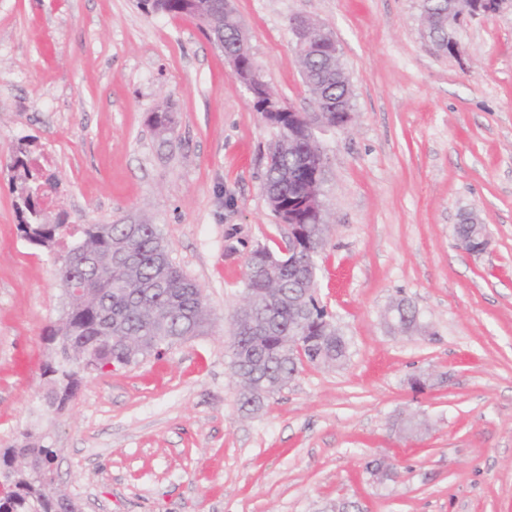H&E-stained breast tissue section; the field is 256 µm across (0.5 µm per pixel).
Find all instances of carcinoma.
<instances>
[{"instance_id":"1","label":"carcinoma","mask_w":512,"mask_h":512,"mask_svg":"<svg viewBox=\"0 0 512 512\" xmlns=\"http://www.w3.org/2000/svg\"><path fill=\"white\" fill-rule=\"evenodd\" d=\"M146 14L185 15L197 19L210 40L228 47L235 60L255 63L234 16H224V0H139ZM328 46L320 54L299 57L301 74L311 94L320 90L328 71ZM271 163L266 168L263 192L274 213L296 189L292 178L312 180L313 162L321 155L316 142L288 146V132H277L268 146ZM10 168L20 172L17 211L18 230L31 245L54 251L70 239L64 257H55L56 272L64 278L76 273L82 293L68 304L63 318L48 330L57 344L60 361L43 370L47 407L61 410L69 402V391L83 378L107 364L129 366L147 356H158L175 340L196 336L210 323L200 286L172 260L157 225L84 224L76 233L67 224H51L42 214L40 202L57 190L51 174H44L38 158L21 144L10 157ZM307 230L304 248L318 254L327 238L315 234L316 217L307 211L296 216ZM483 225L471 221L456 226L458 241L479 238ZM88 256L93 265H78ZM245 287L260 289L272 303L260 307L254 319L259 329L248 333L232 316L229 345L231 368L237 377L240 408L258 411L269 394L284 389L306 363L341 366L349 357V343L336 333V325L316 290L300 292L299 274L284 263L262 282L245 270ZM28 453L29 470L21 473L15 490L0 497V512H73L72 500L55 487V450L26 444L0 452V470L14 466L18 451Z\"/></svg>"}]
</instances>
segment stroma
<instances>
[{
  "instance_id": "obj_1",
  "label": "stroma",
  "mask_w": 512,
  "mask_h": 512,
  "mask_svg": "<svg viewBox=\"0 0 512 512\" xmlns=\"http://www.w3.org/2000/svg\"><path fill=\"white\" fill-rule=\"evenodd\" d=\"M251 54L311 110L289 20L330 30L353 91L348 129L318 141L331 231L318 299L349 342L263 409L239 408L230 318L251 252L287 232L262 190L277 131L196 20L135 0H0V450L55 449L83 512H512V11L437 51L420 0H235ZM168 106L173 132L150 117ZM26 138L60 181L51 221L159 225L212 324L161 357L91 376L47 410V332L65 307L54 256L20 235L7 169ZM486 224L457 245L463 214ZM425 328L393 334L392 301ZM424 430L409 436L398 420ZM376 460L396 468L381 482Z\"/></svg>"
}]
</instances>
